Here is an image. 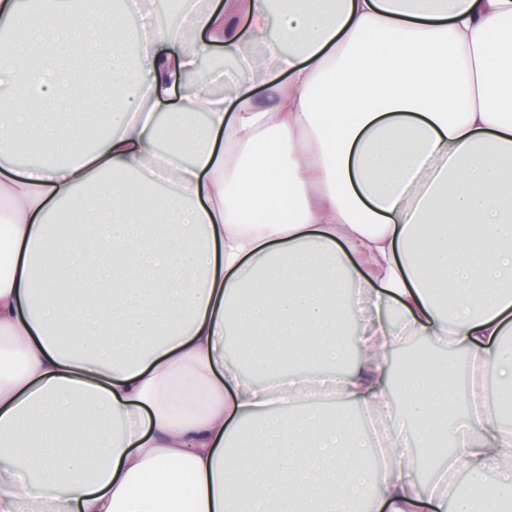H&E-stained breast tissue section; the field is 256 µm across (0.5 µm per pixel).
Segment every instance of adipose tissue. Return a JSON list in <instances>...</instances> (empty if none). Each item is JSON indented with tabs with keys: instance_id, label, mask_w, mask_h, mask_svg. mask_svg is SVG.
<instances>
[{
	"instance_id": "ef3b65f1",
	"label": "adipose tissue",
	"mask_w": 512,
	"mask_h": 512,
	"mask_svg": "<svg viewBox=\"0 0 512 512\" xmlns=\"http://www.w3.org/2000/svg\"><path fill=\"white\" fill-rule=\"evenodd\" d=\"M71 2L0 0V512H512V0ZM141 9L152 14L160 23L164 25L176 26L183 22V18L177 12L171 1L173 0H138Z\"/></svg>"
}]
</instances>
